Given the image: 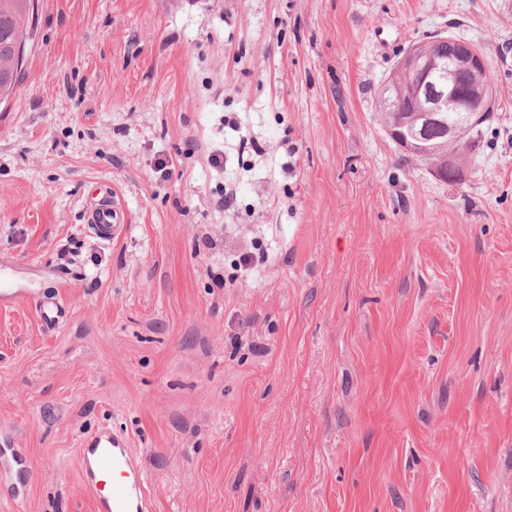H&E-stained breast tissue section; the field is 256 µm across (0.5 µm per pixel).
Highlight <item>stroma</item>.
I'll use <instances>...</instances> for the list:
<instances>
[{
	"label": "stroma",
	"mask_w": 512,
	"mask_h": 512,
	"mask_svg": "<svg viewBox=\"0 0 512 512\" xmlns=\"http://www.w3.org/2000/svg\"><path fill=\"white\" fill-rule=\"evenodd\" d=\"M37 2L0 103V512H95L103 428L152 512H512V0ZM438 32L495 98L456 184L379 112ZM92 201L85 211L86 224H90L104 241L119 237L125 229L124 212L109 194L92 187L88 192Z\"/></svg>",
	"instance_id": "stroma-1"
}]
</instances>
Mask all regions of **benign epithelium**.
Masks as SVG:
<instances>
[{
  "mask_svg": "<svg viewBox=\"0 0 512 512\" xmlns=\"http://www.w3.org/2000/svg\"><path fill=\"white\" fill-rule=\"evenodd\" d=\"M490 90L484 55L451 34L440 33L403 51L382 92L379 109L385 128L401 148L438 157L441 179L461 177L464 153L450 150L471 126L475 108ZM444 131L437 142L431 132Z\"/></svg>",
  "mask_w": 512,
  "mask_h": 512,
  "instance_id": "1",
  "label": "benign epithelium"
}]
</instances>
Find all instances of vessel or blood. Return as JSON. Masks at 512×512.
Returning a JSON list of instances; mask_svg holds the SVG:
<instances>
[{
  "label": "vessel or blood",
  "instance_id": "vessel-or-blood-1",
  "mask_svg": "<svg viewBox=\"0 0 512 512\" xmlns=\"http://www.w3.org/2000/svg\"><path fill=\"white\" fill-rule=\"evenodd\" d=\"M89 195L87 224L102 240L119 237L125 229L123 210L99 188H90ZM80 457L82 480L95 497L96 512H149L142 468L123 435L104 430L85 439Z\"/></svg>",
  "mask_w": 512,
  "mask_h": 512
}]
</instances>
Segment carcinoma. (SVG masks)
Here are the masks:
<instances>
[{"mask_svg": "<svg viewBox=\"0 0 512 512\" xmlns=\"http://www.w3.org/2000/svg\"><path fill=\"white\" fill-rule=\"evenodd\" d=\"M35 12V0H0V101L11 95L19 79L26 47L27 25Z\"/></svg>", "mask_w": 512, "mask_h": 512, "instance_id": "1", "label": "carcinoma"}]
</instances>
